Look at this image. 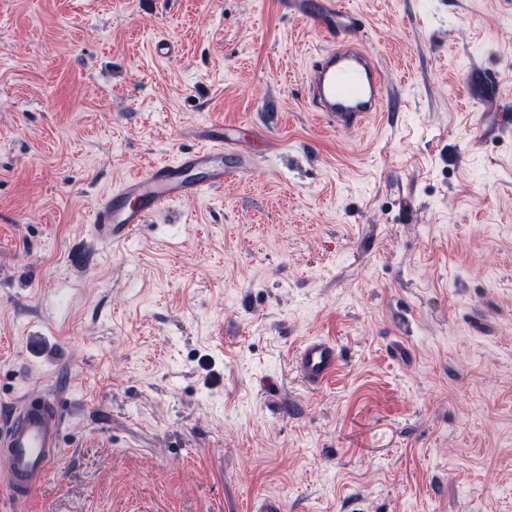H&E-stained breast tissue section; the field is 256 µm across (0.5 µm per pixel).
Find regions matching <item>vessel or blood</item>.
Returning <instances> with one entry per match:
<instances>
[{
    "mask_svg": "<svg viewBox=\"0 0 512 512\" xmlns=\"http://www.w3.org/2000/svg\"><path fill=\"white\" fill-rule=\"evenodd\" d=\"M296 10L311 20L328 46L313 54L307 69V104L328 126L348 130L361 125L391 101L389 78L363 45L365 22L339 0H296ZM201 146L180 151L171 163H154L126 177L94 203L91 237L102 247L120 246L138 236L169 204L223 187L245 166L232 134L204 131ZM341 362L331 339H306L295 368L310 386L327 383ZM63 416L57 397L24 396L12 417L0 423V469L7 495L16 504L31 499L61 451Z\"/></svg>",
    "mask_w": 512,
    "mask_h": 512,
    "instance_id": "vessel-or-blood-1",
    "label": "vessel or blood"
}]
</instances>
